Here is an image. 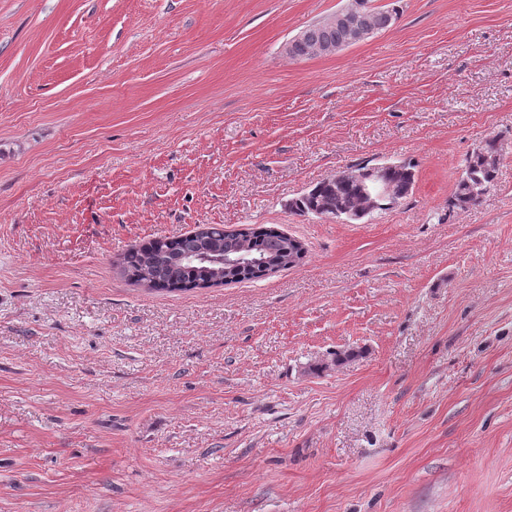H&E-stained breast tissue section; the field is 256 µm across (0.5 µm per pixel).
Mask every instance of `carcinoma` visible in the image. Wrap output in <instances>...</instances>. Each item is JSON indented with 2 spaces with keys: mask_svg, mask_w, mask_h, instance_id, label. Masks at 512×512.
Masks as SVG:
<instances>
[{
  "mask_svg": "<svg viewBox=\"0 0 512 512\" xmlns=\"http://www.w3.org/2000/svg\"><path fill=\"white\" fill-rule=\"evenodd\" d=\"M367 26L377 34L394 22L397 12L371 5L373 0H358ZM319 42L341 45L344 31L331 20L317 22L303 31L295 45L294 56L312 55V48ZM499 153L497 141L489 139L465 159L463 171L457 182L448 207L464 209L480 202L475 190L490 189L498 168L488 159ZM380 180L392 190L396 203L412 194L415 185L414 165L410 162H385L372 167ZM365 184L357 181L322 179L300 196L288 201V208L303 215L330 214L343 221L358 222L370 215L365 207ZM219 251L229 258L246 256L245 266L211 265L195 261V257ZM304 250L295 247L292 236L272 227H250L241 232L229 230L220 224L205 226L176 238L155 239L130 248L122 257L121 267L129 280L137 285L149 284V289L165 292H183L197 288L200 283L219 277L222 284L260 279L268 274L265 262L282 260L281 268L293 267L303 258Z\"/></svg>",
  "mask_w": 512,
  "mask_h": 512,
  "instance_id": "obj_1",
  "label": "carcinoma"
}]
</instances>
